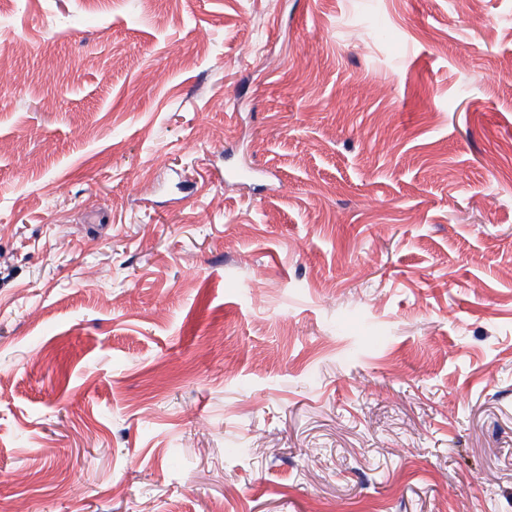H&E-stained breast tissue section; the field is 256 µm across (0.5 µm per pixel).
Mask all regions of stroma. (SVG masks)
Segmentation results:
<instances>
[{
	"instance_id": "35a3bbf8",
	"label": "stroma",
	"mask_w": 512,
	"mask_h": 512,
	"mask_svg": "<svg viewBox=\"0 0 512 512\" xmlns=\"http://www.w3.org/2000/svg\"><path fill=\"white\" fill-rule=\"evenodd\" d=\"M1 67L5 512H512V0H0Z\"/></svg>"
}]
</instances>
